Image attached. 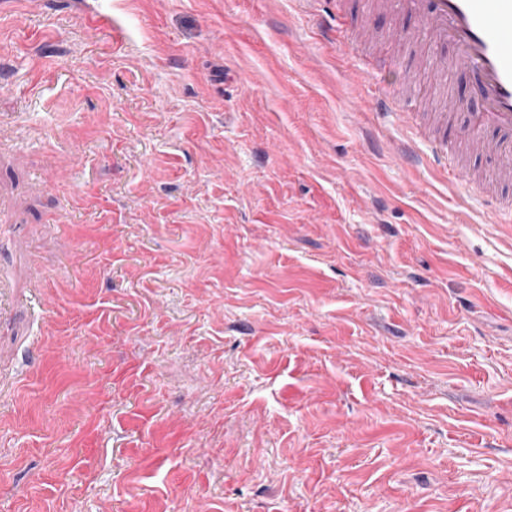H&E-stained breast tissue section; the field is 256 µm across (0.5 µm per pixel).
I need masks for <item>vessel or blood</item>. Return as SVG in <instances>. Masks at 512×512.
Listing matches in <instances>:
<instances>
[{"instance_id": "1", "label": "vessel or blood", "mask_w": 512, "mask_h": 512, "mask_svg": "<svg viewBox=\"0 0 512 512\" xmlns=\"http://www.w3.org/2000/svg\"><path fill=\"white\" fill-rule=\"evenodd\" d=\"M418 26L438 42L451 45V58H434L433 73L447 69L470 78L472 96L480 109L472 113L459 141L478 155L497 160L482 194L495 212H511L512 196L501 187L512 185V0H396ZM454 143L432 139L427 168L468 181L469 175L453 162Z\"/></svg>"}]
</instances>
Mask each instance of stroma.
I'll use <instances>...</instances> for the list:
<instances>
[{
    "instance_id": "obj_1",
    "label": "stroma",
    "mask_w": 512,
    "mask_h": 512,
    "mask_svg": "<svg viewBox=\"0 0 512 512\" xmlns=\"http://www.w3.org/2000/svg\"><path fill=\"white\" fill-rule=\"evenodd\" d=\"M415 28L0 0V512H512V223L395 158L477 109Z\"/></svg>"
}]
</instances>
